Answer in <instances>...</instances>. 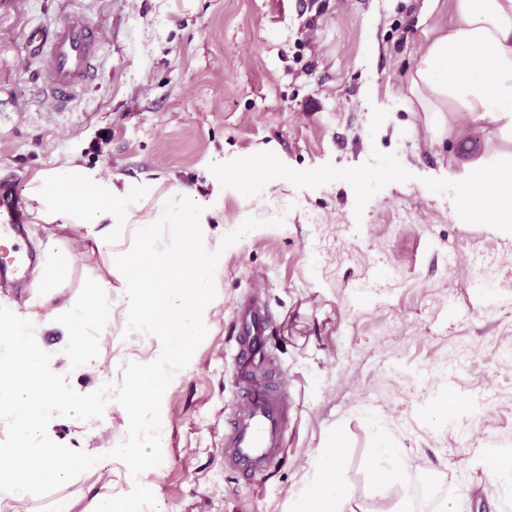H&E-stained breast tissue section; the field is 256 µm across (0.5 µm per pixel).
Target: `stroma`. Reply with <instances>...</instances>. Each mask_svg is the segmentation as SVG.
Segmentation results:
<instances>
[{
  "label": "stroma",
  "instance_id": "35a3bbf8",
  "mask_svg": "<svg viewBox=\"0 0 512 512\" xmlns=\"http://www.w3.org/2000/svg\"><path fill=\"white\" fill-rule=\"evenodd\" d=\"M429 0H0V181L79 165L133 193H193L224 228V268L191 368L161 386L166 434L148 478L131 455L136 409L123 395L143 357L112 317L95 337L112 381H75L86 428L112 466V512H292L316 491L320 451L343 446L340 481L366 512H512V483L488 469L512 438L511 224L456 212L467 159L425 146L426 115L397 105ZM80 13L105 32L97 86L60 110L38 94L25 40ZM275 162L272 196L246 203L237 172ZM320 179H312V172ZM261 290L288 380L283 459L253 482L220 454L234 398L229 355L237 303ZM416 465L379 498L383 445ZM96 474L44 487L20 512L92 499Z\"/></svg>",
  "mask_w": 512,
  "mask_h": 512
}]
</instances>
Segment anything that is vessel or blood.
<instances>
[{
	"label": "vessel or blood",
	"mask_w": 512,
	"mask_h": 512,
	"mask_svg": "<svg viewBox=\"0 0 512 512\" xmlns=\"http://www.w3.org/2000/svg\"><path fill=\"white\" fill-rule=\"evenodd\" d=\"M28 38L45 74L40 93L57 107L69 106L98 79L104 36L87 17L67 15L52 30L34 28ZM18 192V183H0V288L18 282L34 261L21 247L26 230L15 206ZM234 331V410L224 418V459L228 469L250 482L282 457L288 390L283 377L265 368L273 356V327L258 298L238 309Z\"/></svg>",
	"instance_id": "vessel-or-blood-1"
}]
</instances>
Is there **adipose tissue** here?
Masks as SVG:
<instances>
[{"label":"adipose tissue","mask_w":512,"mask_h":512,"mask_svg":"<svg viewBox=\"0 0 512 512\" xmlns=\"http://www.w3.org/2000/svg\"><path fill=\"white\" fill-rule=\"evenodd\" d=\"M421 17L417 61L399 96L402 107L427 112L426 131L464 146V191L457 207L479 224L512 223V0H431ZM452 22H445V13ZM490 121L493 139L476 146L472 127ZM38 200L43 262L25 311L0 309V420L12 429L0 447V503L21 500L45 485L64 486L75 473L93 470L100 451L60 443L61 420L82 426L88 410L72 391V374L102 377L92 335H108L112 301L120 299L130 335L145 340V367L129 391L139 411L134 425L140 472L163 433L146 411L157 387L179 381L189 353L212 309L222 268L224 236L206 224L191 193L170 189L158 200L132 199L129 188L79 166L35 176L29 188ZM145 220H137L138 211ZM92 242L99 256L95 274L80 294L66 292L76 254L65 230ZM121 289H114L113 281ZM61 326L67 342L49 346L46 330ZM320 491L301 497L297 512H358L337 474L340 443L322 449Z\"/></svg>","instance_id":"obj_1"}]
</instances>
